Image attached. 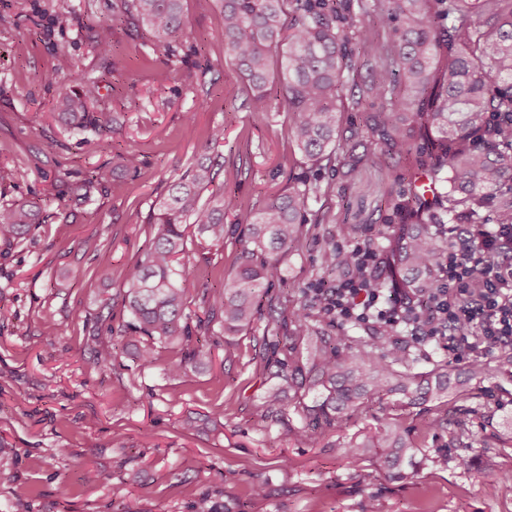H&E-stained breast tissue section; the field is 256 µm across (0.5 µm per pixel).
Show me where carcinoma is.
<instances>
[{
	"instance_id": "cac0c4a2",
	"label": "carcinoma",
	"mask_w": 512,
	"mask_h": 512,
	"mask_svg": "<svg viewBox=\"0 0 512 512\" xmlns=\"http://www.w3.org/2000/svg\"><path fill=\"white\" fill-rule=\"evenodd\" d=\"M126 15L147 24L169 44L185 32L184 0H121ZM224 42L238 75L234 93L257 109L266 106L267 87L278 76L288 105L292 140L304 158L320 169L335 170L350 160L369 159L338 140L337 114L358 112L363 122L350 138H373L391 157L416 154L415 167L402 174L387 197L389 223L399 225V246L385 248L387 275L378 288H437L435 259L444 250L442 232L428 224L512 223V0H220ZM108 68L123 65L112 57V27L97 34ZM368 79L359 81L361 72ZM75 64L60 56L52 80H61L57 118L78 129H102L89 111L87 96L71 87ZM214 161L202 157L168 189L153 212V241L125 272L126 331L138 343L136 358L153 365L161 345L180 346L182 357L169 374L186 372L199 354L185 314L184 263L189 237L208 245L224 243V218L237 212L238 200L211 191ZM328 195L318 179L293 178L288 191L275 193L253 214L241 240L233 277L215 290L209 317L223 316L224 335L252 327L268 295L269 276L303 235L309 200ZM33 204L0 208V238L20 241L36 223ZM403 268L409 277L397 280ZM275 329L285 332L272 345L267 364L276 370L263 406L271 420L285 412L290 392L305 424L292 430L307 442L310 431L341 430L363 412L371 397L399 396L405 410L419 409L424 426L448 423V405H459L454 438L470 448L467 417L482 397L484 381L512 377V356L475 364L469 380L448 396V364L428 373L413 371L415 356L381 333L366 343L324 336L309 324L305 309L282 310ZM313 396V404L305 399ZM353 468L371 453L383 458L390 477L404 479L425 455L407 438L398 418L385 417L374 433L337 447Z\"/></svg>"
}]
</instances>
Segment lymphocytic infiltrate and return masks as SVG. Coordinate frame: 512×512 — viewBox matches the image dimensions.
<instances>
[{
  "instance_id": "lymphocytic-infiltrate-1",
  "label": "lymphocytic infiltrate",
  "mask_w": 512,
  "mask_h": 512,
  "mask_svg": "<svg viewBox=\"0 0 512 512\" xmlns=\"http://www.w3.org/2000/svg\"><path fill=\"white\" fill-rule=\"evenodd\" d=\"M455 246L437 261L439 287L392 294L370 278L317 291L328 316L408 328L413 340H442L455 358L512 350V224H451Z\"/></svg>"
}]
</instances>
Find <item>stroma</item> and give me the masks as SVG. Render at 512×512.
Here are the masks:
<instances>
[{"label": "stroma", "mask_w": 512, "mask_h": 512, "mask_svg": "<svg viewBox=\"0 0 512 512\" xmlns=\"http://www.w3.org/2000/svg\"><path fill=\"white\" fill-rule=\"evenodd\" d=\"M185 8V34L166 45L147 26L126 22L120 0H0V167L15 171L0 182V206L40 208L23 241L0 239V512H113L130 491L145 512H192L203 495L228 512L241 502L248 512H512V482L498 480L512 470L511 381H485L470 416L466 471L456 466L460 451L447 432L423 431L419 417L404 415L428 459L413 477L396 480L382 462L356 471L336 452L337 439L397 412L395 397L369 400L346 431H315L306 445L290 434L301 425L294 408L286 410L288 426L265 419L272 380L260 350L268 310L230 341L216 321L199 331L207 367L167 374L179 357L169 347L154 365L136 360L125 333L123 274L149 250L152 210L205 153L209 129L224 128L220 151L240 168L225 188L242 208L227 217L223 244L190 252L191 317L205 316L216 285L234 274L250 211L310 171L290 139L283 97L256 112L233 95L219 0H185ZM106 23L113 52L125 60L112 72L95 38ZM62 50L96 83L92 109L106 130L58 122L59 86L48 77ZM132 140L140 151L134 169L120 159ZM366 148L371 161L322 171L330 194L306 211L325 210L326 219L305 225L269 291L276 306H305L318 331L357 341L370 340L373 326L336 323L314 304L322 278L348 277L342 268L327 273L322 256L387 244L394 227L384 202L396 175L413 164L389 158L379 144ZM93 170L103 185L78 200L74 188ZM94 339L112 340L110 367L97 364ZM91 470L99 480L87 479ZM259 484L267 495L256 499Z\"/></svg>", "instance_id": "1"}]
</instances>
